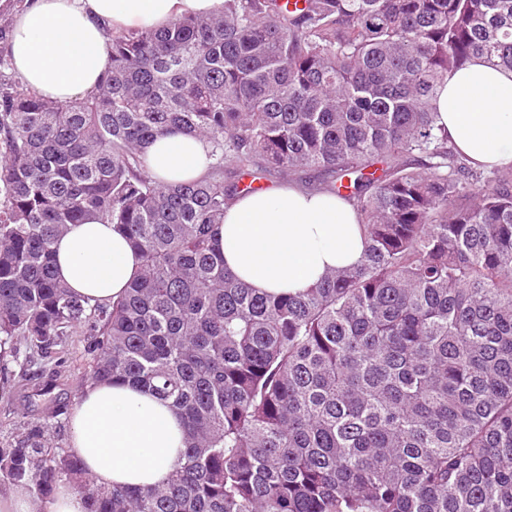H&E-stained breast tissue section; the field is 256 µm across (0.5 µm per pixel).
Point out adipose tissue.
I'll list each match as a JSON object with an SVG mask.
<instances>
[{"instance_id": "ef3b65f1", "label": "adipose tissue", "mask_w": 512, "mask_h": 512, "mask_svg": "<svg viewBox=\"0 0 512 512\" xmlns=\"http://www.w3.org/2000/svg\"><path fill=\"white\" fill-rule=\"evenodd\" d=\"M224 0H25L6 44L19 80L42 98L69 102L95 90L112 65L111 33L159 29L185 16H205ZM432 108L448 143L475 168L512 164V69L473 59L449 72ZM203 138L172 132L144 154L148 174L168 184L200 179L210 163ZM224 265L268 294L315 287L333 269L360 264L365 241L356 207L325 191L294 184L234 199L219 226ZM59 277L71 292L100 304L124 295L140 259L114 225H70L54 245ZM69 452L95 485L146 488L165 484L184 448L180 417L152 392L92 381L70 415ZM74 484L45 498L0 485V512H89Z\"/></svg>"}]
</instances>
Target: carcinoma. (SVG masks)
Wrapping results in <instances>:
<instances>
[{
	"label": "carcinoma",
	"mask_w": 512,
	"mask_h": 512,
	"mask_svg": "<svg viewBox=\"0 0 512 512\" xmlns=\"http://www.w3.org/2000/svg\"><path fill=\"white\" fill-rule=\"evenodd\" d=\"M301 2L113 35L109 78L70 102L0 86V348L83 327L89 379L180 415L171 481L86 482L91 512H512V165L473 169L430 107L476 57L512 69V0ZM173 130L211 145L202 179L147 174ZM258 158L356 206L359 265L288 295L224 267L216 228ZM91 217L142 259L110 305L56 275ZM80 474L38 430L0 447V483L38 496Z\"/></svg>",
	"instance_id": "obj_1"
}]
</instances>
